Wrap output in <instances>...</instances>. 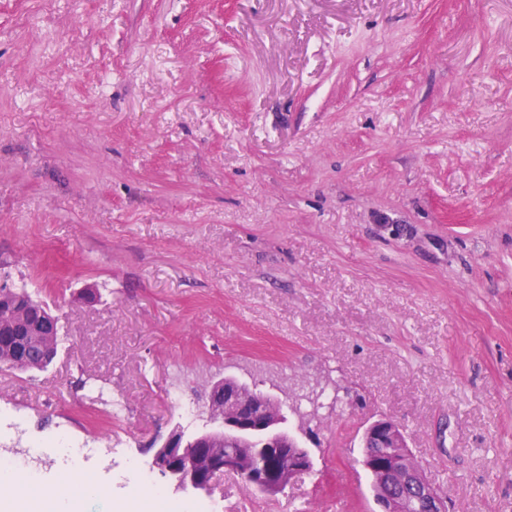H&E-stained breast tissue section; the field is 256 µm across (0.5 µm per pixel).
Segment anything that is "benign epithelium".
<instances>
[{"mask_svg":"<svg viewBox=\"0 0 512 512\" xmlns=\"http://www.w3.org/2000/svg\"><path fill=\"white\" fill-rule=\"evenodd\" d=\"M271 393L257 394L239 378L227 375L210 386V410L219 416L210 435L228 448H210L203 436H189L179 424L150 445L152 466L180 491L210 492L226 473L249 481L264 498L283 494L313 470L309 449L285 429V415ZM361 464L375 477L371 487L377 512H448L426 472L405 468L411 455L402 427L379 417L362 426Z\"/></svg>","mask_w":512,"mask_h":512,"instance_id":"7a95c632","label":"benign epithelium"}]
</instances>
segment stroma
<instances>
[{
    "label": "stroma",
    "instance_id": "obj_1",
    "mask_svg": "<svg viewBox=\"0 0 512 512\" xmlns=\"http://www.w3.org/2000/svg\"><path fill=\"white\" fill-rule=\"evenodd\" d=\"M58 316L0 368V448L103 488L231 374L311 473L224 512H374L384 415L449 512H512V0H0V279ZM96 286L100 298L77 292Z\"/></svg>",
    "mask_w": 512,
    "mask_h": 512
}]
</instances>
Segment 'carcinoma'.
<instances>
[{
	"label": "carcinoma",
	"mask_w": 512,
	"mask_h": 512,
	"mask_svg": "<svg viewBox=\"0 0 512 512\" xmlns=\"http://www.w3.org/2000/svg\"><path fill=\"white\" fill-rule=\"evenodd\" d=\"M38 303L24 285L14 288L12 297L0 299L1 367L39 370L48 353L58 350L59 333L45 331L38 323Z\"/></svg>",
	"instance_id": "cac0c4a2"
}]
</instances>
